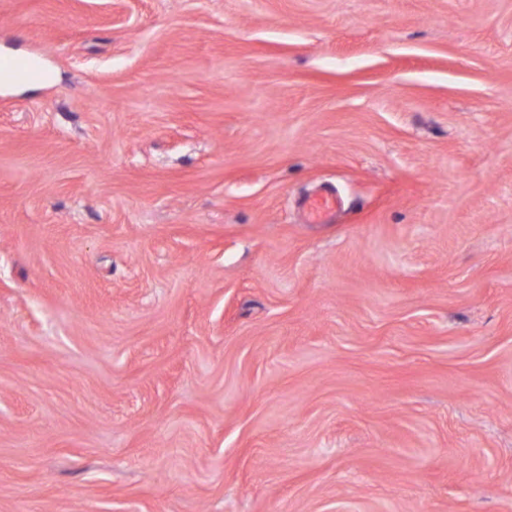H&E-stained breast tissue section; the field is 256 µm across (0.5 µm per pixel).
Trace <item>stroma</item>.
I'll list each match as a JSON object with an SVG mask.
<instances>
[{"label":"stroma","instance_id":"stroma-1","mask_svg":"<svg viewBox=\"0 0 512 512\" xmlns=\"http://www.w3.org/2000/svg\"><path fill=\"white\" fill-rule=\"evenodd\" d=\"M5 54L0 512H512V0H0ZM2 74L19 82L36 81L41 77L32 60L24 56L0 57V76ZM307 221L322 224L328 221L336 208V199L332 196H318L304 202Z\"/></svg>","mask_w":512,"mask_h":512}]
</instances>
